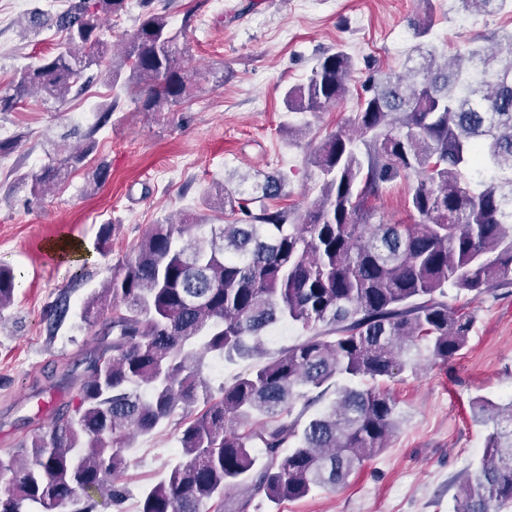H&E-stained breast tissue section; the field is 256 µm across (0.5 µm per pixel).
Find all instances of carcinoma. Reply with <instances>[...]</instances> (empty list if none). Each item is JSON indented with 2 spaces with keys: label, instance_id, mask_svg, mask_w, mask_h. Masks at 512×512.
Returning <instances> with one entry per match:
<instances>
[{
  "label": "carcinoma",
  "instance_id": "carcinoma-1",
  "mask_svg": "<svg viewBox=\"0 0 512 512\" xmlns=\"http://www.w3.org/2000/svg\"><path fill=\"white\" fill-rule=\"evenodd\" d=\"M490 12L507 0H460ZM138 24L119 38L106 21L128 0H72L50 15L35 7L30 30L55 27L68 48L20 70L0 90V112L33 93L63 100L103 78L123 84L140 112L190 103L198 89L165 4L137 0ZM401 72L364 86L354 131L340 129L310 154L319 196L277 206L281 172L234 191L218 189L219 223L185 212L155 224L84 300L80 319L112 342L70 375L76 403L0 457V512H100L126 498L120 481L136 436L171 426L180 459L145 488L138 512H224L241 488L275 505L346 483L388 447L402 423L382 385L466 348L471 313L448 309L445 290L483 293L512 286V62L487 42L452 57L422 43ZM353 70L341 48L317 57L303 84L283 90L291 113L324 112L343 100ZM119 101L98 109L84 145L28 172L32 196L63 184L95 148ZM399 178L413 179L415 224L389 222L372 201ZM16 273L0 264V313ZM51 327L69 311L50 305ZM288 324L306 338L266 357L265 332ZM246 368L213 387L205 356ZM302 410L294 413L297 404ZM319 406L309 417L304 414ZM488 427L474 476L455 512H500L512 504V401L471 402Z\"/></svg>",
  "mask_w": 512,
  "mask_h": 512
}]
</instances>
